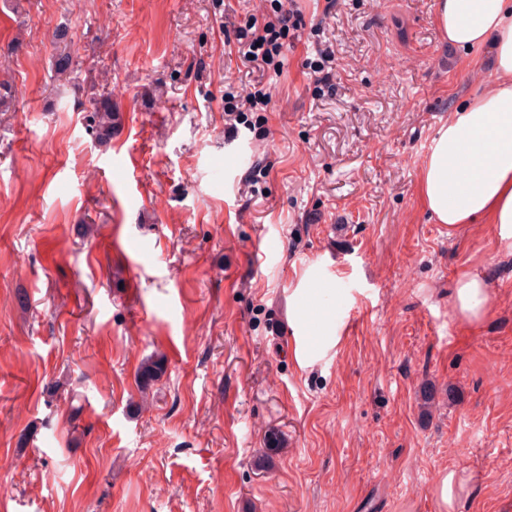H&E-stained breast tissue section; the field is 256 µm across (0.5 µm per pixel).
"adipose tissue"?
I'll list each match as a JSON object with an SVG mask.
<instances>
[{
	"instance_id": "1",
	"label": "adipose tissue",
	"mask_w": 512,
	"mask_h": 512,
	"mask_svg": "<svg viewBox=\"0 0 512 512\" xmlns=\"http://www.w3.org/2000/svg\"><path fill=\"white\" fill-rule=\"evenodd\" d=\"M436 14L450 48H489L494 88L437 129L421 170L422 200L438 223L481 218L512 238V0H437ZM454 304L464 321L481 320L486 292L477 273L459 276Z\"/></svg>"
}]
</instances>
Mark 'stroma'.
<instances>
[{
  "label": "stroma",
  "mask_w": 512,
  "mask_h": 512,
  "mask_svg": "<svg viewBox=\"0 0 512 512\" xmlns=\"http://www.w3.org/2000/svg\"><path fill=\"white\" fill-rule=\"evenodd\" d=\"M335 2L0 0V512H443L458 468L455 512H512V239L437 223L418 188L487 55L448 48L436 0ZM277 9L301 15L280 70L225 55ZM256 83L267 109L229 125ZM106 90L111 144L85 119ZM316 281L336 341L305 360ZM483 280L473 271L463 272L456 284L454 304L460 317L471 324L481 320L486 306ZM471 478V474L464 468L450 470L442 476L437 493L445 510L453 512L458 494L466 489Z\"/></svg>",
  "instance_id": "1"
}]
</instances>
